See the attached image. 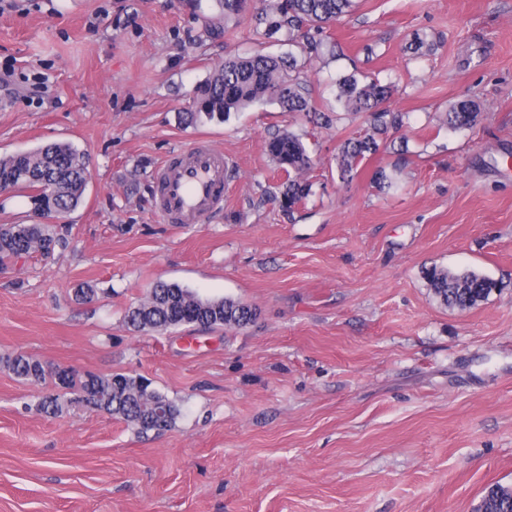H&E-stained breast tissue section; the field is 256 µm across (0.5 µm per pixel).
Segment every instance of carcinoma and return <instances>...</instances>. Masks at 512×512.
Masks as SVG:
<instances>
[{"mask_svg":"<svg viewBox=\"0 0 512 512\" xmlns=\"http://www.w3.org/2000/svg\"><path fill=\"white\" fill-rule=\"evenodd\" d=\"M247 0H217L224 12V28L212 26L209 33L229 32V21L245 14ZM254 19L264 26L265 35H288V46L312 56L320 53L324 30L340 23L356 7V0H259ZM394 85L383 84L358 72L336 80V101L349 113L368 117L365 133L349 137L336 146L338 178L351 183L360 174L367 157L375 154L380 141L391 131L408 124L409 115L390 107ZM271 100L281 111L302 113L322 128L339 120L333 112L312 111L311 87L301 78L293 51L286 56L255 53L231 56L202 84L193 97L195 109L178 113L185 126L206 120H224L261 100ZM479 104L462 97L445 113L443 124L450 131L474 127L479 118ZM268 155L285 172L281 184L282 211L293 216L296 207L311 194L312 183L304 174L312 165L310 153L301 137L290 130L278 131L265 142ZM87 186L85 153L69 143H51L31 151L0 157V192L23 190L32 209L41 215L63 214L82 202ZM68 239L48 224H0V265L26 258L34 253L48 258L67 247ZM428 286L441 304L465 310L485 301L499 291L498 281L477 271H460L432 266L424 273ZM256 310L229 298L204 299L176 283L157 281L144 300L125 312L128 328L169 330L181 326H224L244 328L256 319ZM6 365L19 378L44 383L58 389L39 402L40 410L59 414L70 406L97 408L135 427L146 435L157 428L167 429L181 415V407L152 388L142 377L116 373L109 376H79L68 368L46 371L32 356L16 354L6 358ZM477 512H512V488L495 483L486 489Z\"/></svg>","mask_w":512,"mask_h":512,"instance_id":"cac0c4a2","label":"carcinoma"}]
</instances>
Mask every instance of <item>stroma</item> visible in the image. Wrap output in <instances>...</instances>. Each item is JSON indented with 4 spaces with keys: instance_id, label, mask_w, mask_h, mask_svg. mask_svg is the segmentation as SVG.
<instances>
[{
    "instance_id": "stroma-1",
    "label": "stroma",
    "mask_w": 512,
    "mask_h": 512,
    "mask_svg": "<svg viewBox=\"0 0 512 512\" xmlns=\"http://www.w3.org/2000/svg\"><path fill=\"white\" fill-rule=\"evenodd\" d=\"M12 2L0 156L69 142L88 183L58 220L66 248L0 267V360L139 375L182 414L145 435L85 408L50 417L37 404L51 384L0 363V512H473L486 486H512V0H358L326 31L339 56L299 57L319 110L339 112L336 80L357 70L394 82L410 115L348 186L336 146L362 117L320 129L263 101L177 120L226 57L287 54L286 34L248 14L225 23L216 0ZM465 94L481 119L448 133ZM283 129L313 159L291 219L265 151ZM201 140L233 164L224 206L164 223L157 169ZM434 265L501 290L445 307L424 278ZM159 280L257 319L130 331L126 309ZM79 284L90 301H74Z\"/></svg>"
}]
</instances>
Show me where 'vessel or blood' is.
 Segmentation results:
<instances>
[{
    "label": "vessel or blood",
    "instance_id": "vessel-or-blood-1",
    "mask_svg": "<svg viewBox=\"0 0 512 512\" xmlns=\"http://www.w3.org/2000/svg\"><path fill=\"white\" fill-rule=\"evenodd\" d=\"M229 161L208 143L173 152L157 170L155 208L170 224H200L224 201Z\"/></svg>",
    "mask_w": 512,
    "mask_h": 512
}]
</instances>
